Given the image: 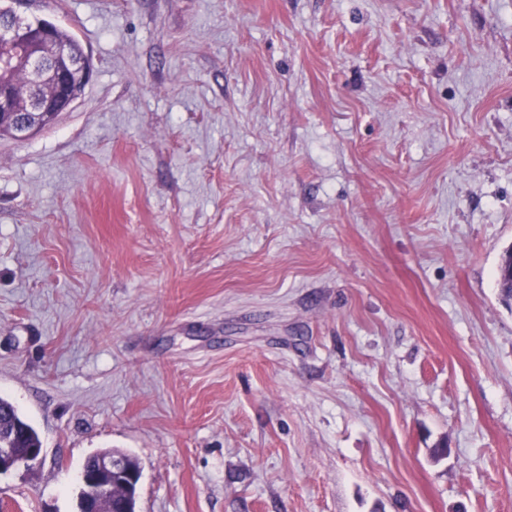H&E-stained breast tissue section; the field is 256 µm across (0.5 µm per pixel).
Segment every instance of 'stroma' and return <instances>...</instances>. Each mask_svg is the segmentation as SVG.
<instances>
[{
  "mask_svg": "<svg viewBox=\"0 0 512 512\" xmlns=\"http://www.w3.org/2000/svg\"><path fill=\"white\" fill-rule=\"evenodd\" d=\"M26 11L93 75L0 137V512H512V0ZM39 19L44 23V28H37L36 30H43L49 37L52 46L66 48L69 51V56L72 58H83L85 52L81 44L73 35L57 27L55 24L46 19ZM7 409L9 418L2 421L1 441L9 448H0V476L18 468L38 465L43 458V448H38L40 438L37 431L18 413L14 405L0 398L1 414ZM24 453L26 448H34L24 456H17L12 451ZM121 452V451H119ZM126 462L118 456L109 453H98L91 458L90 468L82 470L80 480L85 487V492L89 495V502H80L78 500L77 512H120V506L125 501L133 502L136 495H130L131 491L128 483L116 479L113 481V488L109 491V496H113V506L117 510L101 508L102 494H106L110 488L109 485L101 484V477L108 476L112 479L116 476L125 477L130 474V469L140 467L138 461L129 454L123 453ZM128 467V468H127ZM91 499L94 500L93 505L90 504Z\"/></svg>",
  "mask_w": 512,
  "mask_h": 512,
  "instance_id": "1",
  "label": "stroma"
}]
</instances>
